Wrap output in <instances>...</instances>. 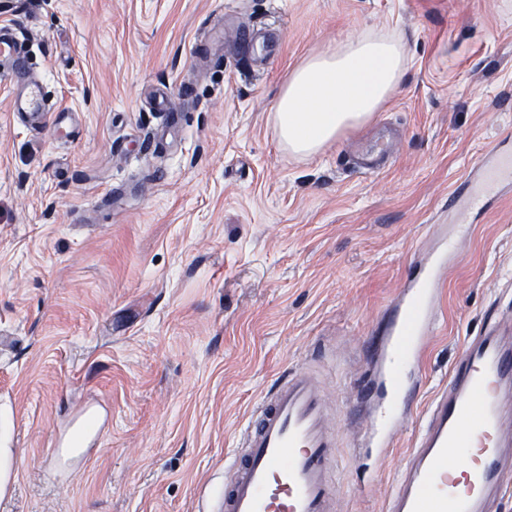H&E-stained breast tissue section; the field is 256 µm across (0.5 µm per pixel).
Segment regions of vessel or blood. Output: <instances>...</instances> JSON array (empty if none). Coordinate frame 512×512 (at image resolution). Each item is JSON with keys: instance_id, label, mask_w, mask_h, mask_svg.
Listing matches in <instances>:
<instances>
[{"instance_id": "obj_1", "label": "vessel or blood", "mask_w": 512, "mask_h": 512, "mask_svg": "<svg viewBox=\"0 0 512 512\" xmlns=\"http://www.w3.org/2000/svg\"><path fill=\"white\" fill-rule=\"evenodd\" d=\"M0 63L14 69L12 109L35 124L53 116L40 79L11 27L0 25ZM512 187V148L484 151L448 197L459 234ZM446 230L413 255L391 309L370 339L373 371L362 388L368 448L392 447L422 382L426 339L437 327V293L448 275ZM512 336L487 329L467 337L448 381L433 395L389 495L386 512H498L512 468ZM339 436L315 375L286 372L253 408L227 458L219 512H336Z\"/></svg>"}]
</instances>
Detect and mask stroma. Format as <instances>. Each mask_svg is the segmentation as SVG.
<instances>
[{
    "instance_id": "obj_1",
    "label": "stroma",
    "mask_w": 512,
    "mask_h": 512,
    "mask_svg": "<svg viewBox=\"0 0 512 512\" xmlns=\"http://www.w3.org/2000/svg\"><path fill=\"white\" fill-rule=\"evenodd\" d=\"M60 126L11 110L0 69V512H215L272 380L318 371L339 432L337 512H384L418 430L384 456L350 417L366 335L470 163L512 142V0H0ZM407 72L316 157L270 119L290 69L364 33ZM396 135L384 169L356 147ZM422 360L425 412L467 336L512 327V193L457 246ZM103 436L56 442L77 406Z\"/></svg>"
}]
</instances>
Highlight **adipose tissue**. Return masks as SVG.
<instances>
[{
    "instance_id": "ef3b65f1",
    "label": "adipose tissue",
    "mask_w": 512,
    "mask_h": 512,
    "mask_svg": "<svg viewBox=\"0 0 512 512\" xmlns=\"http://www.w3.org/2000/svg\"><path fill=\"white\" fill-rule=\"evenodd\" d=\"M405 73L402 45L366 34L308 54L293 67L272 122L289 154L310 158L381 111Z\"/></svg>"
}]
</instances>
